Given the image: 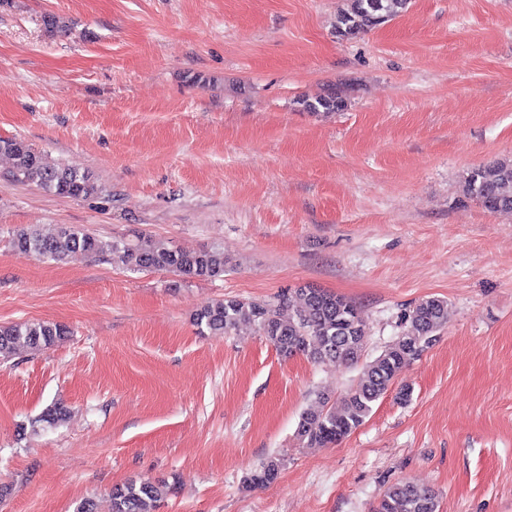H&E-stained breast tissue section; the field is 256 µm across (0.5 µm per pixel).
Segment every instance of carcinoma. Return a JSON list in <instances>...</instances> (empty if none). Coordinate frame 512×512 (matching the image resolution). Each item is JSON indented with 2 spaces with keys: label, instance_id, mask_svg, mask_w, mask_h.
I'll return each mask as SVG.
<instances>
[{
  "label": "carcinoma",
  "instance_id": "obj_1",
  "mask_svg": "<svg viewBox=\"0 0 512 512\" xmlns=\"http://www.w3.org/2000/svg\"><path fill=\"white\" fill-rule=\"evenodd\" d=\"M408 3L409 0H350L348 8L336 18V36L342 40L356 38L405 10ZM300 105L303 111L318 115L342 111L347 101L333 92L315 100H303ZM0 154L12 160V176L18 182L74 198L100 191L90 172L52 166L22 139L0 138ZM469 201H476L493 213L512 214V158L469 172L460 185L459 202ZM11 244L18 251L52 260L77 253L87 257L101 253L98 240L74 224L60 227L53 236H45L36 229H22L13 234ZM111 254L112 260L133 270L173 271L204 280L224 275V251L219 249L183 251L121 239L112 243ZM447 318L445 299L420 300L403 314L402 333L366 363L363 358L368 332L357 305L320 288L286 289L273 302L226 297L199 310L194 323L203 336L227 335L242 324H250L284 357L304 355L315 363L359 368L354 384L333 404L318 394L301 414L299 439L322 448L342 441L364 423L406 365L437 340ZM67 335V326L49 321L0 325V360L10 358L22 348H48ZM66 413L65 406L56 403L39 421L54 426L64 420ZM280 470V458L271 456L247 473L245 483L252 488L267 487L276 482ZM175 491L176 484L166 481L117 485L112 488V512H151L154 503ZM373 512H439V494L429 487L394 483L385 490Z\"/></svg>",
  "mask_w": 512,
  "mask_h": 512
}]
</instances>
